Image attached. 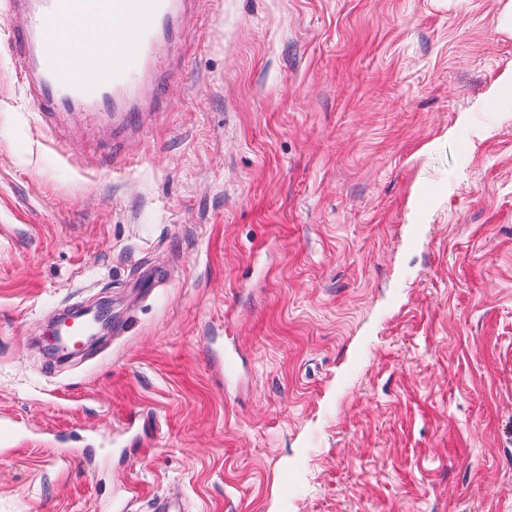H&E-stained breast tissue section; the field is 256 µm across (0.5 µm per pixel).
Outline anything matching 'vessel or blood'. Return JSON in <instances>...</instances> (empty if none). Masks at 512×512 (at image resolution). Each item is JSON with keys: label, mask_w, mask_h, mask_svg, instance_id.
Wrapping results in <instances>:
<instances>
[{"label": "vessel or blood", "mask_w": 512, "mask_h": 512, "mask_svg": "<svg viewBox=\"0 0 512 512\" xmlns=\"http://www.w3.org/2000/svg\"><path fill=\"white\" fill-rule=\"evenodd\" d=\"M182 0H31L13 29L15 63L35 75L31 97L41 112L82 102L94 91L95 112H137L135 88L151 58L168 53L183 21ZM93 27L94 45L65 63L58 36L66 27Z\"/></svg>", "instance_id": "vessel-or-blood-1"}]
</instances>
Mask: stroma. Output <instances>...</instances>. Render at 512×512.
<instances>
[{
  "label": "stroma",
  "mask_w": 512,
  "mask_h": 512,
  "mask_svg": "<svg viewBox=\"0 0 512 512\" xmlns=\"http://www.w3.org/2000/svg\"><path fill=\"white\" fill-rule=\"evenodd\" d=\"M188 11L43 115L0 0V512H512V0Z\"/></svg>",
  "instance_id": "1"
}]
</instances>
